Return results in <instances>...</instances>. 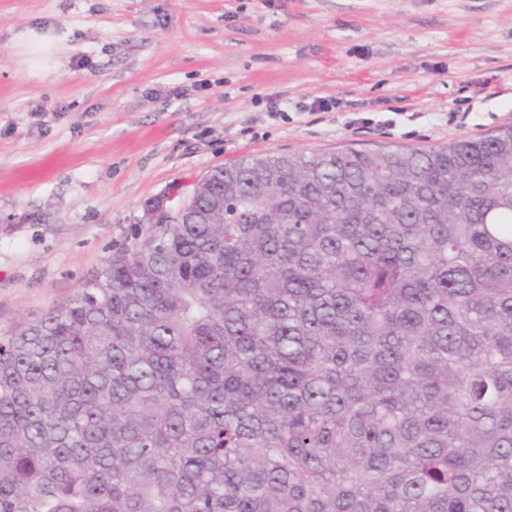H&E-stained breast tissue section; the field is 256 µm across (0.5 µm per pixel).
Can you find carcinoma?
<instances>
[{
	"label": "carcinoma",
	"mask_w": 512,
	"mask_h": 512,
	"mask_svg": "<svg viewBox=\"0 0 512 512\" xmlns=\"http://www.w3.org/2000/svg\"><path fill=\"white\" fill-rule=\"evenodd\" d=\"M151 208L0 338V512H512V124Z\"/></svg>",
	"instance_id": "1"
}]
</instances>
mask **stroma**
I'll list each match as a JSON object with an SVG mask.
<instances>
[{"label":"stroma","mask_w":512,"mask_h":512,"mask_svg":"<svg viewBox=\"0 0 512 512\" xmlns=\"http://www.w3.org/2000/svg\"><path fill=\"white\" fill-rule=\"evenodd\" d=\"M506 123L512 0H0V337L214 167Z\"/></svg>","instance_id":"1"}]
</instances>
